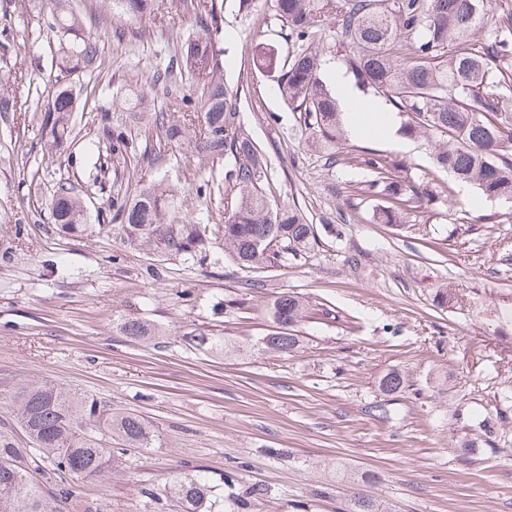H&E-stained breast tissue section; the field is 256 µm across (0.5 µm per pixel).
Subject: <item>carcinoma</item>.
I'll use <instances>...</instances> for the list:
<instances>
[{
  "label": "carcinoma",
  "mask_w": 512,
  "mask_h": 512,
  "mask_svg": "<svg viewBox=\"0 0 512 512\" xmlns=\"http://www.w3.org/2000/svg\"><path fill=\"white\" fill-rule=\"evenodd\" d=\"M182 16L199 31L178 46V70L156 69L141 79L139 88L115 95L116 112L145 116L165 144L181 143L186 132L170 122L165 110L148 106L149 94L160 84L188 82L200 88L189 102L197 113L198 134L191 139L194 151L212 159L234 157V168L225 178L237 196L235 211L224 224V248L245 269L277 265L284 255L308 254L318 245L314 225L297 209L272 210L263 192L267 178L266 152L241 128L237 100L224 86L222 61L214 49L210 27L217 21L213 0H181ZM271 8L288 25L300 50L282 61L265 46L252 49L249 64L275 74L283 101L304 112L305 129L327 156L339 161L345 141L341 112L335 96L320 77L321 50L306 44L315 19L327 7L336 12L341 36L349 47L348 63L362 84L410 115L406 133L428 131L447 134L448 140L434 154L437 168L456 180L475 186L489 198L512 199V70L492 67L512 54V11L500 26L488 33L477 48H464L488 14V0H270ZM160 8L158 0H112L120 18L149 16ZM49 17L57 49L51 58L55 87L41 106V127L48 153L66 144L83 143L94 155L107 148L126 158L130 139L110 125L103 137L90 141L79 137L74 114L84 92L82 77L101 71L99 36L87 27L73 0H41ZM22 109L0 79V117L5 129L15 128ZM371 172L368 190L392 204L376 210L380 224L399 223L396 201L418 200L420 188L400 180L402 163L372 156L364 159ZM173 195L161 181L137 183L134 191L112 198V219L131 247L161 254L172 252L184 261L197 259L208 243L206 224H169ZM52 223L67 235L104 230L106 224L89 223L85 202L68 178H61L48 200ZM274 331L261 338V349L288 354L298 349L294 328L314 312L309 301L293 292L279 294L268 307ZM120 333L131 340L161 335L151 323L133 318L115 320ZM195 348L222 351V336L192 337ZM390 395L405 388L398 371L379 382ZM17 417L28 437L22 448L9 423L0 424V512H63L73 494L70 479L97 477L112 469V449L104 437L117 434L124 445L151 448L155 429L143 417L115 414L112 403L92 394L68 389L51 380L22 382L13 391ZM49 470L50 481L32 480L31 470ZM169 493L180 512H212L213 486L197 474H179ZM347 512H383L364 496H352Z\"/></svg>",
  "instance_id": "cac0c4a2"
}]
</instances>
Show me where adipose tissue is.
<instances>
[{"instance_id": "ef3b65f1", "label": "adipose tissue", "mask_w": 512, "mask_h": 512, "mask_svg": "<svg viewBox=\"0 0 512 512\" xmlns=\"http://www.w3.org/2000/svg\"><path fill=\"white\" fill-rule=\"evenodd\" d=\"M333 83L342 107L343 126L350 136L365 137L374 131L383 138L398 139L400 122L396 113L388 111L382 101L362 99L343 75H335Z\"/></svg>"}]
</instances>
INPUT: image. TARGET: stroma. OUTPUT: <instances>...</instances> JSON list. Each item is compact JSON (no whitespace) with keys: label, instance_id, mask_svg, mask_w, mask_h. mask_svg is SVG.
Returning a JSON list of instances; mask_svg holds the SVG:
<instances>
[{"label":"stroma","instance_id":"stroma-1","mask_svg":"<svg viewBox=\"0 0 512 512\" xmlns=\"http://www.w3.org/2000/svg\"><path fill=\"white\" fill-rule=\"evenodd\" d=\"M216 4L224 84L243 130L268 155L269 203L298 208L316 225L318 247L248 272L217 232L194 263L126 245L109 225L114 194L162 178L180 202L173 223L189 215L217 225L233 210L224 181L233 157L160 146L147 123L116 112L112 124L131 135L137 168L112 156L94 168L78 146L44 161L36 102L52 88L55 38L34 0H0V74L27 73L10 88L26 122L0 135V246L12 250L0 260V421L15 419L17 384L52 379L156 427L154 447L126 449L111 475L75 481L65 512H177L140 490L191 470L216 487V512H231L255 484L268 493L247 512H344L356 493L388 512H512V201L435 168L431 156L445 141L437 132L405 145L350 137L340 164L327 165L308 147L299 111L245 55L260 43L289 59L298 41L266 0ZM75 6L105 59L95 96L75 115L95 139L113 92L168 66L174 43L196 27L181 20L178 0H163L161 22L113 19L109 0ZM310 41L325 46L324 78L352 77L332 10ZM366 153L402 161V180L432 201L403 205L401 225L377 223L378 201L364 192ZM65 177L78 181L104 232L66 236L51 224L47 202ZM444 284L456 289V304H437ZM285 291L340 316L302 323L297 353L262 352L266 305ZM124 316L153 321L161 336L127 339L112 326ZM191 332L225 336L234 349H194ZM394 369L408 386L383 394L379 381ZM467 439L479 446L464 461L457 447ZM236 461L244 469L232 470Z\"/></svg>","mask_w":512,"mask_h":512}]
</instances>
